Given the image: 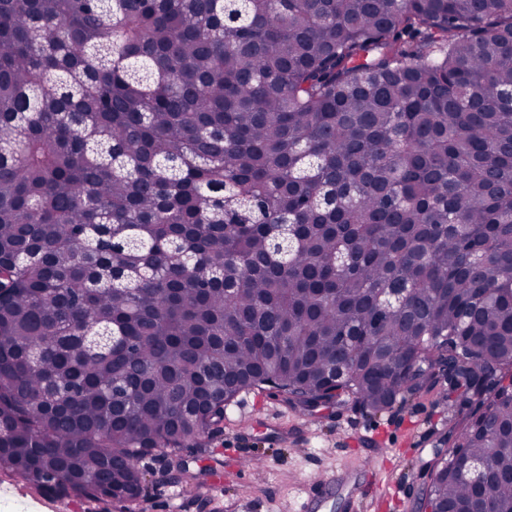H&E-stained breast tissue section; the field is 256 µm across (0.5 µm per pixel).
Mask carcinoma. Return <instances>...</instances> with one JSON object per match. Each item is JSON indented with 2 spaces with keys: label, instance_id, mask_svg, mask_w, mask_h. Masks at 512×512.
<instances>
[{
  "label": "carcinoma",
  "instance_id": "cac0c4a2",
  "mask_svg": "<svg viewBox=\"0 0 512 512\" xmlns=\"http://www.w3.org/2000/svg\"><path fill=\"white\" fill-rule=\"evenodd\" d=\"M510 374L512 0H0V470L134 502L242 392L445 377L423 496L512 512Z\"/></svg>",
  "mask_w": 512,
  "mask_h": 512
}]
</instances>
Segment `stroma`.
<instances>
[{"label": "stroma", "mask_w": 512, "mask_h": 512, "mask_svg": "<svg viewBox=\"0 0 512 512\" xmlns=\"http://www.w3.org/2000/svg\"><path fill=\"white\" fill-rule=\"evenodd\" d=\"M445 390L438 383L381 412L349 403L306 411L272 390L246 392L204 448L189 449L213 471L195 487L165 470L159 455L142 460L148 494L132 508L35 490L0 472V512H303L311 473L360 462L359 512H415L439 439L460 418Z\"/></svg>", "instance_id": "35a3bbf8"}]
</instances>
